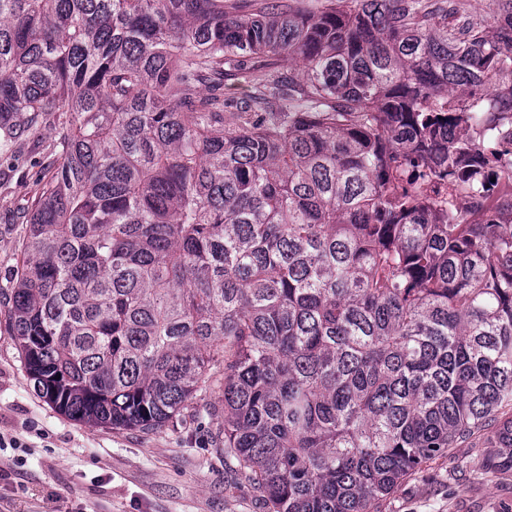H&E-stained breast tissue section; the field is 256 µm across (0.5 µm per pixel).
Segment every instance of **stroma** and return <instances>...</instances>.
Listing matches in <instances>:
<instances>
[{
	"label": "stroma",
	"mask_w": 512,
	"mask_h": 512,
	"mask_svg": "<svg viewBox=\"0 0 512 512\" xmlns=\"http://www.w3.org/2000/svg\"><path fill=\"white\" fill-rule=\"evenodd\" d=\"M55 132L17 138L0 160V285L23 265L25 225L14 215L36 186L34 160L49 161ZM186 425L112 429L68 419L38 394L21 361L15 329L0 302V512H269L253 484L224 464L214 439L224 422L220 390L199 400ZM476 437L408 475L386 512H512V472L478 477Z\"/></svg>",
	"instance_id": "1"
}]
</instances>
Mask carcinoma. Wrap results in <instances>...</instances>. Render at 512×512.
Returning <instances> with one entry per match:
<instances>
[{
	"instance_id": "obj_1",
	"label": "carcinoma",
	"mask_w": 512,
	"mask_h": 512,
	"mask_svg": "<svg viewBox=\"0 0 512 512\" xmlns=\"http://www.w3.org/2000/svg\"><path fill=\"white\" fill-rule=\"evenodd\" d=\"M247 2L0 0V155L56 131L0 288L35 390L153 430L220 385L273 512H381L488 430L512 471V0ZM232 69L269 75L233 111Z\"/></svg>"
}]
</instances>
